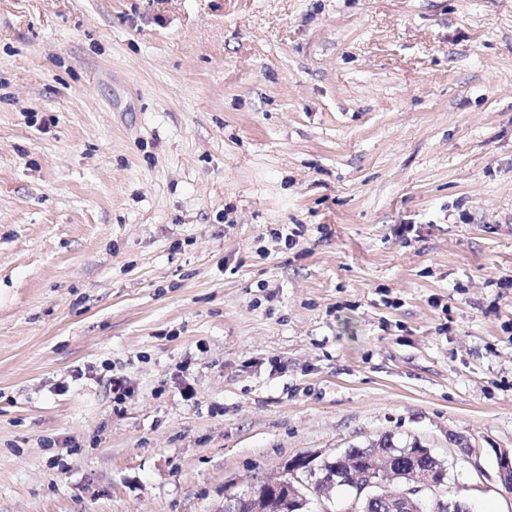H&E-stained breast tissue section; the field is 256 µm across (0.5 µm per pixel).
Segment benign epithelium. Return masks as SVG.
Masks as SVG:
<instances>
[{
	"instance_id": "obj_1",
	"label": "benign epithelium",
	"mask_w": 512,
	"mask_h": 512,
	"mask_svg": "<svg viewBox=\"0 0 512 512\" xmlns=\"http://www.w3.org/2000/svg\"><path fill=\"white\" fill-rule=\"evenodd\" d=\"M496 477L506 489L512 490V448L493 449ZM391 460L374 453L359 473L360 481L353 486V499L346 512H354L356 502L365 494L383 490V478L390 473ZM407 483L392 495L382 494L388 512H419L429 493L440 487L439 475L429 467L413 463L406 468ZM265 493L247 487L228 495L224 501L238 506L243 512H303L314 494L322 512H330L325 502L330 500L334 481L326 474L325 465L313 455L292 458L284 467V475L264 483Z\"/></svg>"
}]
</instances>
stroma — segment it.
<instances>
[{"label": "stroma", "mask_w": 512, "mask_h": 512, "mask_svg": "<svg viewBox=\"0 0 512 512\" xmlns=\"http://www.w3.org/2000/svg\"><path fill=\"white\" fill-rule=\"evenodd\" d=\"M507 276L512 0H0V512L385 435L512 512ZM493 452L497 480L505 489L512 490V448H496Z\"/></svg>", "instance_id": "35a3bbf8"}]
</instances>
